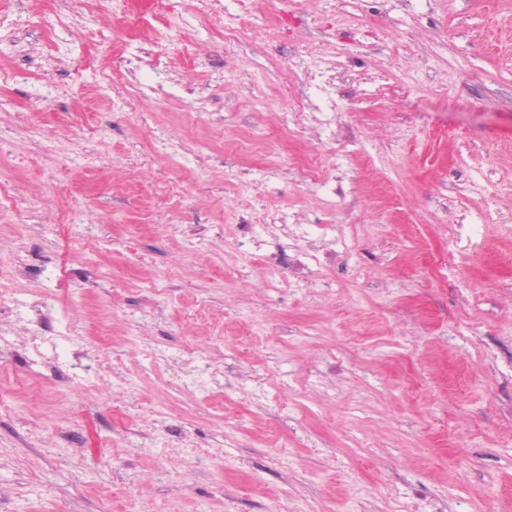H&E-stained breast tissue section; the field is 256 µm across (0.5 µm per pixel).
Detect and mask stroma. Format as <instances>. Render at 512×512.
Instances as JSON below:
<instances>
[{
	"label": "stroma",
	"mask_w": 512,
	"mask_h": 512,
	"mask_svg": "<svg viewBox=\"0 0 512 512\" xmlns=\"http://www.w3.org/2000/svg\"><path fill=\"white\" fill-rule=\"evenodd\" d=\"M0 23V512H512V0Z\"/></svg>",
	"instance_id": "1"
}]
</instances>
